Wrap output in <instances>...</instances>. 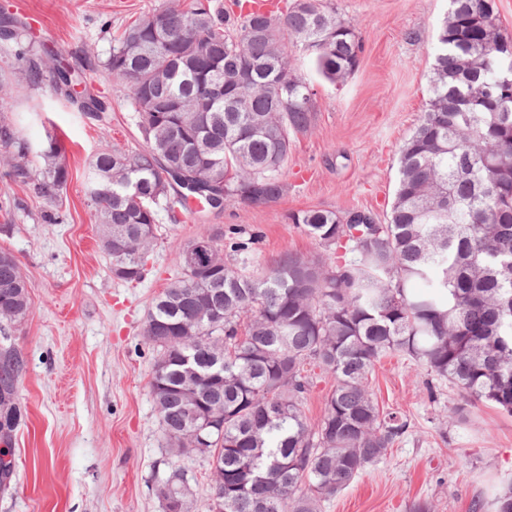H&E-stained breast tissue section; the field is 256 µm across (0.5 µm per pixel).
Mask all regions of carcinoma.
Segmentation results:
<instances>
[{
    "label": "carcinoma",
    "mask_w": 512,
    "mask_h": 512,
    "mask_svg": "<svg viewBox=\"0 0 512 512\" xmlns=\"http://www.w3.org/2000/svg\"><path fill=\"white\" fill-rule=\"evenodd\" d=\"M437 37L430 96L400 149L399 179L386 221L343 224L334 211L292 215L323 252L285 253L254 274L237 269L215 239L180 246L181 271L156 296L143 328L156 351L150 392L161 430L177 455L216 462L211 496L189 500L184 467L156 482L163 512H318L400 443L407 419L386 414L368 377L402 354L455 386L467 403L512 414V94L496 86L512 59L494 0H449ZM0 40L22 61L0 82V112L43 77L68 97L85 75L35 47L3 20ZM298 47L333 84L358 68L355 28L324 0H283L265 10L231 0L173 3L127 27L103 62L129 90L144 147L103 148L87 196L101 246L138 283L160 214L181 222L194 197L206 209L259 206L283 194L292 137L307 133L314 90L290 62ZM213 83L224 86L209 97ZM0 164L37 197L61 198L70 171L57 137H23L0 118ZM209 242L205 262L191 260ZM30 311L14 255L0 252V323ZM318 369L331 382L311 427L302 403ZM27 358L0 342V457L14 456L25 411L18 390ZM196 396L197 417L186 408ZM16 464L0 460V493Z\"/></svg>",
    "instance_id": "obj_1"
}]
</instances>
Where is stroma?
<instances>
[{"instance_id": "35a3bbf8", "label": "stroma", "mask_w": 512, "mask_h": 512, "mask_svg": "<svg viewBox=\"0 0 512 512\" xmlns=\"http://www.w3.org/2000/svg\"><path fill=\"white\" fill-rule=\"evenodd\" d=\"M168 0H0L39 44L70 64L98 60L140 15ZM356 28L360 64L343 86L326 82L302 50L293 64L315 91L311 129L292 141L285 190L260 206L191 210L161 221L138 283L114 278L98 247L95 211L83 174L102 148L138 151L143 139L128 89L88 71L84 87L109 110L95 121L58 95L51 80L23 88L7 112L29 139L54 131L70 170L60 201L38 198L0 167V250L14 254L30 284V313L7 332L28 360L19 391L27 412L16 438L17 478L0 494V512H162L155 478L172 456L150 394L154 359L143 325L153 299L181 270L179 245L198 234L218 243L237 235L248 248L235 264L250 272L280 254L318 253L290 216L300 210L386 217L399 153L429 97L438 31L448 0H329ZM370 388L381 410L409 430L375 466L320 505V512H408L417 499L435 512H494L512 483V415L489 404L454 419L459 391L404 356L377 363Z\"/></svg>"}]
</instances>
